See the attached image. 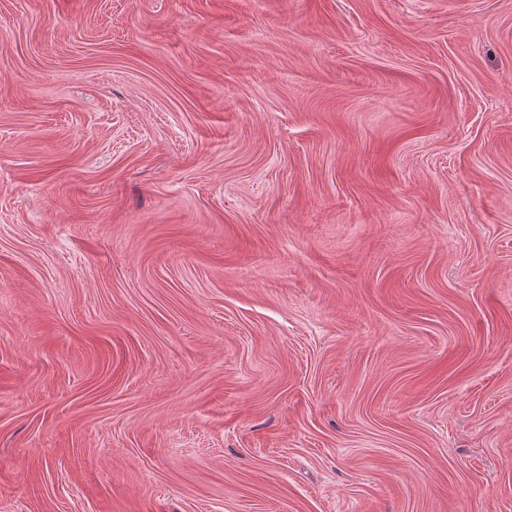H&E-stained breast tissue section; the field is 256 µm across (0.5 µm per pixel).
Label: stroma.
<instances>
[{"mask_svg": "<svg viewBox=\"0 0 512 512\" xmlns=\"http://www.w3.org/2000/svg\"><path fill=\"white\" fill-rule=\"evenodd\" d=\"M0 512H512V0H0Z\"/></svg>", "mask_w": 512, "mask_h": 512, "instance_id": "stroma-1", "label": "stroma"}]
</instances>
